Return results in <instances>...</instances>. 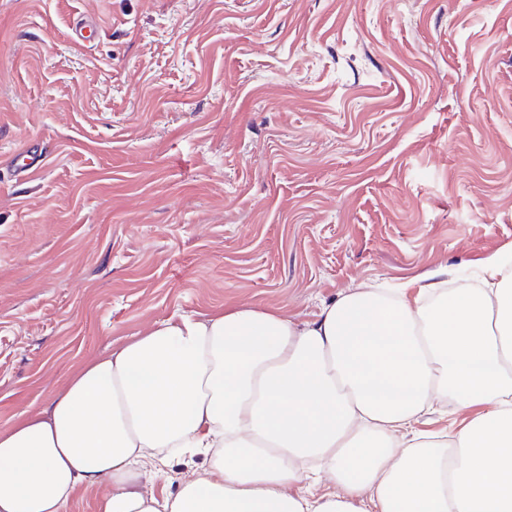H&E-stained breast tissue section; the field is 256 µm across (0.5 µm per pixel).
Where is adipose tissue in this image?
Segmentation results:
<instances>
[{
	"label": "adipose tissue",
	"mask_w": 512,
	"mask_h": 512,
	"mask_svg": "<svg viewBox=\"0 0 512 512\" xmlns=\"http://www.w3.org/2000/svg\"><path fill=\"white\" fill-rule=\"evenodd\" d=\"M478 288L363 284L315 320L172 316L0 430V512H512V255ZM449 402L457 430L425 431ZM205 455L176 493L144 489ZM107 490L106 484L89 490L80 489L70 503L68 512H98V502Z\"/></svg>",
	"instance_id": "1"
}]
</instances>
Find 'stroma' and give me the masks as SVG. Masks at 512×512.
<instances>
[{"label": "stroma", "instance_id": "1", "mask_svg": "<svg viewBox=\"0 0 512 512\" xmlns=\"http://www.w3.org/2000/svg\"><path fill=\"white\" fill-rule=\"evenodd\" d=\"M511 250L512 0H0V429L153 322Z\"/></svg>", "mask_w": 512, "mask_h": 512}]
</instances>
